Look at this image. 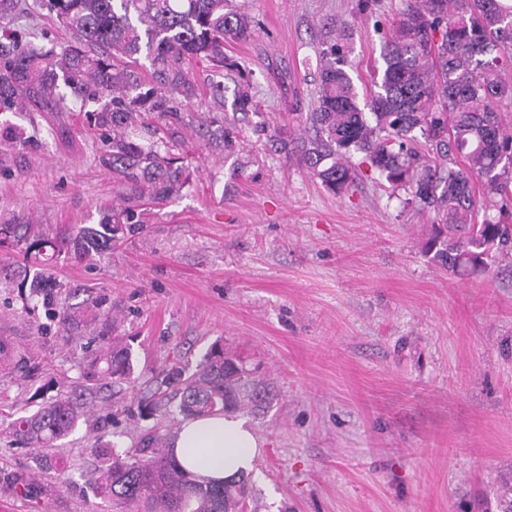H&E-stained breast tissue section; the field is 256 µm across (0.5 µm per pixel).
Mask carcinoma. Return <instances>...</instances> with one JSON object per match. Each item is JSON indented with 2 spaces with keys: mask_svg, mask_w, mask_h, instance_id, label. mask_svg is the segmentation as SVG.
<instances>
[{
  "mask_svg": "<svg viewBox=\"0 0 512 512\" xmlns=\"http://www.w3.org/2000/svg\"><path fill=\"white\" fill-rule=\"evenodd\" d=\"M73 41L46 49L11 22L27 13L26 0H0V107L23 112L31 102L57 110L67 99L94 105L88 125L105 143L99 156L124 193L96 224L64 227L51 237L40 224H0V247L26 261L23 277L0 266V282L18 280L20 297L41 307L66 343L83 344L80 392L59 393L9 424L21 448H48L87 414L85 391L135 383L130 345L119 333L105 294L71 303L76 288L56 270L124 242L142 223L141 206L161 204L191 184L180 129L200 87L192 62L237 72L234 113H259L248 73L224 53V43L248 41L254 17L234 0H41ZM316 100L300 135L302 164L336 195L360 177L383 180L391 195L434 216L424 253L457 275L483 273L498 253L512 252V127L500 107L512 102V0H406L372 66V88L360 97L347 70L348 23L323 22ZM148 66L140 70V58ZM212 105L195 132L231 151L239 139L224 113V88H211ZM32 146L14 127L0 167L12 152ZM360 157L353 163V157ZM482 215L478 224L471 223ZM24 359L0 340V366ZM156 392L174 389L176 412L207 417L237 412L258 401L250 370L224 357L214 343L189 370L175 357L155 371ZM157 426L142 431L134 449L107 448L94 473L97 496L118 512H238L241 487L193 480L166 451Z\"/></svg>",
  "mask_w": 512,
  "mask_h": 512,
  "instance_id": "obj_1",
  "label": "carcinoma"
}]
</instances>
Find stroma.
I'll return each instance as SVG.
<instances>
[{
  "mask_svg": "<svg viewBox=\"0 0 512 512\" xmlns=\"http://www.w3.org/2000/svg\"><path fill=\"white\" fill-rule=\"evenodd\" d=\"M236 2L259 25L225 51L248 71L260 113L240 123L234 151L192 141L191 186L148 206L126 243L62 267L72 284L106 286L138 381L100 389L94 415L52 448L17 447L8 425L75 388L84 351L0 284V339L30 354L23 370H0V512H102L88 484L95 449L179 427L107 414L146 391L166 359L196 365L217 341L266 391L243 413L262 475L245 480L243 512H485L512 473V256L483 273L446 272L423 252L431 215L376 180L333 195L269 137L298 133L313 107L324 17L353 27L348 60L362 89L405 2L376 0L365 15L355 0ZM0 116L37 140L0 171V224L52 232L98 223L118 203L79 102ZM25 480L48 495L19 494Z\"/></svg>",
  "mask_w": 512,
  "mask_h": 512,
  "instance_id": "obj_1",
  "label": "stroma"
}]
</instances>
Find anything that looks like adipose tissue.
<instances>
[{
	"label": "adipose tissue",
	"mask_w": 512,
	"mask_h": 512,
	"mask_svg": "<svg viewBox=\"0 0 512 512\" xmlns=\"http://www.w3.org/2000/svg\"><path fill=\"white\" fill-rule=\"evenodd\" d=\"M260 444L246 420L233 413L185 419L169 453L196 481L235 485L255 477Z\"/></svg>",
	"instance_id": "obj_1"
}]
</instances>
